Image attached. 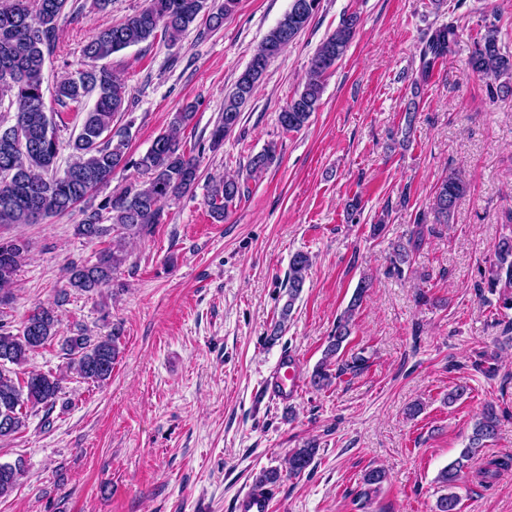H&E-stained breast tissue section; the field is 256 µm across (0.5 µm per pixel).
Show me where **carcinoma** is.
<instances>
[{"label":"carcinoma","instance_id":"cac0c4a2","mask_svg":"<svg viewBox=\"0 0 512 512\" xmlns=\"http://www.w3.org/2000/svg\"><path fill=\"white\" fill-rule=\"evenodd\" d=\"M67 0H0V100L8 98L15 106V123L0 127V224H38L43 219L69 212L96 188L109 183L116 170L129 168L141 179L114 191L97 208L85 213L82 223L75 225L76 235L95 239L112 235V248L102 251L96 262L73 265L66 272V287L84 293L115 282L119 268L126 261L123 242L139 237L155 224L163 223L164 204L189 192L199 178V157L188 154L181 145L180 132L194 117V106L186 105L174 113L171 126L158 135L151 147L135 158L129 153V134L112 130L114 117L125 111V84L120 73L106 67L89 68L75 77L60 81L56 99L64 107L79 104L89 93L96 94L94 106L85 113L79 133L71 141L72 160L64 173L56 172L60 144L56 123L48 115L44 101V85L48 82L46 57L52 55L59 39V21ZM238 0H224L212 9L208 0H148L146 7L127 16L118 25L106 26L88 42L83 53L93 60H103L130 46L147 41L162 29L175 42L197 20L208 12L209 27L219 28L231 14ZM321 0H291L288 11L263 39L237 79L234 88L224 96V112L209 134V148L217 150L237 127L243 105L252 97L269 62L277 57L307 26L319 11ZM358 26V17H343L336 29L316 50L302 89L279 112L278 122L285 131L305 126L319 106L327 74L349 48ZM457 44V26L450 23L435 29L427 40L423 73L435 61L448 56ZM469 68L487 85L512 74V55L502 52L495 24L486 27L467 58ZM21 140L16 148L13 142ZM278 160L276 145L270 144L249 161V170L261 173ZM467 186L456 175H449L434 187L428 210L416 216V224L428 221L446 224ZM241 195V184L226 178L215 184L208 195V206L217 219L224 218L227 204ZM111 220L110 226L102 224ZM27 252V244L16 239H0V305L12 300L17 271ZM409 246L397 243L392 248L390 263L401 272L409 261ZM310 257L296 253L288 272V301L275 322L271 337H277L288 323L295 300L302 291ZM487 288L499 290L502 308L512 309V237L504 236L495 245L489 266L484 270ZM369 288L361 282L348 307L337 321L334 335L310 377L318 390L331 385L333 374L347 371L361 373L367 367L363 356L334 365V358L351 335V322ZM58 319L52 308L38 307L14 334L0 324V440L8 439L26 427L29 411L41 406L51 410L62 391L61 379L52 372H30L23 380H15L7 365L24 364L30 353L44 347L57 335ZM121 330L112 326L105 336H89L83 331L67 337L63 350L68 366L85 380L100 383L111 378L119 355ZM500 416L489 403L481 411L459 456L438 474L436 482L447 493L436 502V512H459L460 497L456 492L469 462L496 434ZM319 450L315 440H308L288 456V470L293 475L304 473L314 462ZM512 465V458L492 459L474 479L489 485L500 472ZM24 474L22 463H0V498L6 497L19 484ZM381 468H371L362 476L360 497L369 499L386 481Z\"/></svg>","mask_w":512,"mask_h":512}]
</instances>
